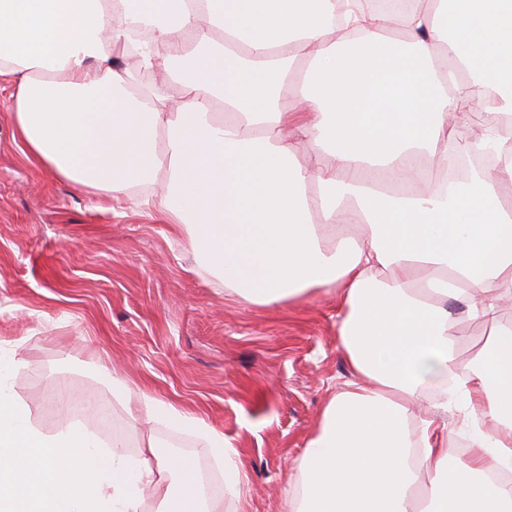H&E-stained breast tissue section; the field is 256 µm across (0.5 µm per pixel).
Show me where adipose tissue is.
Instances as JSON below:
<instances>
[{
    "label": "adipose tissue",
    "mask_w": 512,
    "mask_h": 512,
    "mask_svg": "<svg viewBox=\"0 0 512 512\" xmlns=\"http://www.w3.org/2000/svg\"><path fill=\"white\" fill-rule=\"evenodd\" d=\"M335 0H0V92L43 167L115 197L164 181L159 212L200 267L257 306L336 297L352 374L326 401L289 479L284 512H512V0H415L395 15ZM153 24L166 50L145 69L174 95L130 88L113 57L123 23ZM297 87L298 111L284 103ZM484 96V112L472 107ZM480 124L501 166L448 182L452 135ZM494 324L461 364L456 308ZM0 512H211L188 456L103 447L84 426L43 434L5 387ZM474 452L448 461V396ZM136 422L201 439L226 498L247 490L223 432L133 392Z\"/></svg>",
    "instance_id": "1"
}]
</instances>
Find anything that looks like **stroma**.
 Here are the masks:
<instances>
[{
    "mask_svg": "<svg viewBox=\"0 0 512 512\" xmlns=\"http://www.w3.org/2000/svg\"><path fill=\"white\" fill-rule=\"evenodd\" d=\"M161 183L118 199L33 162L0 98V351L13 392L43 431L79 421L129 453L153 436L163 454L216 464L202 441L134 422L113 375L205 420L235 446L248 479L220 512H282L284 490L325 400L351 375L336 298L254 306L224 290L179 245L156 204ZM91 391L110 411L100 428Z\"/></svg>",
    "mask_w": 512,
    "mask_h": 512,
    "instance_id": "1",
    "label": "stroma"
}]
</instances>
